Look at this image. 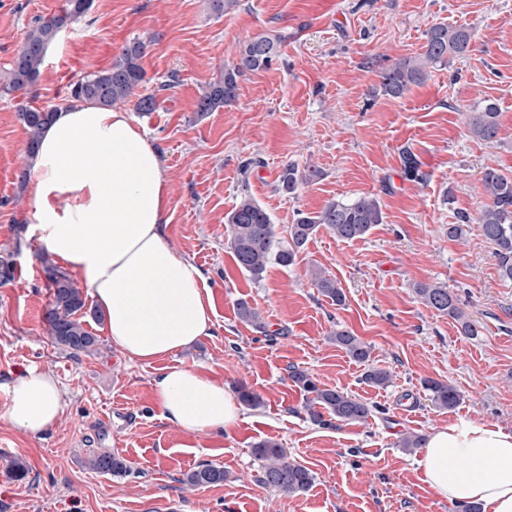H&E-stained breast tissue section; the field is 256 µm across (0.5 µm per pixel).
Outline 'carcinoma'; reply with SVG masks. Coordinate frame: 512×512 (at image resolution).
I'll return each mask as SVG.
<instances>
[{
  "mask_svg": "<svg viewBox=\"0 0 512 512\" xmlns=\"http://www.w3.org/2000/svg\"><path fill=\"white\" fill-rule=\"evenodd\" d=\"M91 4L92 0H67L62 13L34 22L14 55L9 80L3 87L5 93L34 89L48 47L63 28L84 16ZM471 41L472 33L468 27H450L446 24L433 26L426 33L422 54L399 60L380 72V91L393 98L405 95L411 87L425 79L428 69L446 66L452 59L466 55L470 51ZM145 51L146 45L140 40L125 45L109 67L90 72L74 82L69 98L112 107L135 96L137 111H155V95H136L137 89L145 81V72L141 66ZM275 57L276 45L271 38H250L237 60L225 67L224 76L209 84L200 96L196 112L203 116L231 103L237 96L238 78L247 72L269 67ZM56 109L55 105L38 107L21 103L17 106V120L27 134V156L31 157L35 153L41 133L53 120ZM469 128L471 134L478 139H495L499 131L496 105L486 100L473 105L469 111ZM402 162L408 180H423L424 173L412 152L404 151ZM298 181L297 170L291 165L285 167L279 176L282 189L288 193L295 191ZM481 184L486 202L479 210L476 223L492 248L502 280L512 282V176L488 169L483 173ZM383 220L382 205L374 196L361 195L346 201H332L313 215L301 216L290 226L289 240L284 242L267 211L255 199L246 195L227 216V246L238 268L258 280L273 264L283 267L293 264L297 254L321 227L327 228L339 240L352 241L368 235ZM42 261L50 289V299L42 314L47 336L53 344L73 357L93 353L98 349V338L85 328L84 317L90 315L100 321L102 315L93 308L86 309L83 291L66 272L50 264L46 255ZM311 278L323 296L338 305L344 302L342 289L335 279L326 276L318 268L311 270ZM416 293L426 307L457 321L463 335H478V329L465 317L456 297L445 285L420 284ZM237 311L241 321L259 329L264 328L260 313L247 301L238 302ZM333 341L356 362L364 363L370 358L368 345L347 330L336 331ZM290 378L307 394V407L318 418L321 414L315 411L317 407L347 424L365 422L372 415L373 406L369 403L336 389L319 387L304 370H291ZM425 389L430 393L433 405L440 410L452 409L460 401L459 391L450 383L428 380ZM253 453L261 462L260 481L266 487L283 495L294 496L307 491L312 485V472L298 461L290 459L280 443L264 441L253 449ZM86 464L95 472L114 476H123L129 472L123 458L103 449L90 450ZM225 479L223 467L199 464L186 474L185 482L193 487H203L222 484Z\"/></svg>",
  "mask_w": 512,
  "mask_h": 512,
  "instance_id": "carcinoma-1",
  "label": "carcinoma"
}]
</instances>
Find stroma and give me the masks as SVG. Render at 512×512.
<instances>
[{"mask_svg": "<svg viewBox=\"0 0 512 512\" xmlns=\"http://www.w3.org/2000/svg\"><path fill=\"white\" fill-rule=\"evenodd\" d=\"M65 0H0V87L35 18ZM437 24L472 27L471 50L430 69L404 96L379 94L380 72L424 51ZM276 40L269 68L238 80L224 109L198 115L197 101L250 38ZM143 40L140 94L155 111L120 104L158 147L169 177L167 235L201 272L214 304V330L187 350L151 363L130 361L101 323L92 356L70 357L41 321L48 302L44 247L29 223L27 135L16 119L22 93L0 91V250L14 253V277L0 284V385L18 372H51L67 392L53 431L33 438L0 418V512H458L425 481L403 435H429L466 419L512 429V284L498 274L476 223L448 235L460 215L476 216L490 168L512 175V0H92L87 14L49 46L35 105L62 104L82 75L109 67L122 48ZM488 100L499 110L496 139L474 138L467 111ZM414 152L426 182L405 179L402 153ZM317 177L294 193L278 188L287 165ZM270 215L280 237L302 213L358 195L376 196L383 224L346 242L319 229L293 265L270 266L253 280L225 240L227 214L243 196ZM342 288L336 304L321 295L310 265ZM438 282L457 295L477 336L421 303L418 284ZM247 300L265 323L239 320ZM339 329L371 348L351 360L331 341ZM179 363L229 390L245 387L259 405H241V421L223 434L168 425L151 388ZM323 388L374 405L367 422L313 421L290 368ZM371 368L390 372L386 387L365 384ZM453 383L461 400L435 408L427 380ZM272 440L314 474L312 487L285 496L263 485L252 453ZM120 455L131 471L98 474L91 449ZM202 462L223 466V484L192 488L183 475Z\"/></svg>", "mask_w": 512, "mask_h": 512, "instance_id": "35a3bbf8", "label": "stroma"}]
</instances>
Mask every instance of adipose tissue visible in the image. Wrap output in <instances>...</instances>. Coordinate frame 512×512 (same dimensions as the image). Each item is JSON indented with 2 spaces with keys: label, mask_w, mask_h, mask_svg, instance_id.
<instances>
[{
  "label": "adipose tissue",
  "mask_w": 512,
  "mask_h": 512,
  "mask_svg": "<svg viewBox=\"0 0 512 512\" xmlns=\"http://www.w3.org/2000/svg\"><path fill=\"white\" fill-rule=\"evenodd\" d=\"M33 229L46 252L78 273L102 313L109 341L151 363L210 335L211 293L166 236L167 170L160 151L127 113L73 101L60 107L29 160ZM161 417L187 432L221 433L240 411L219 382L188 365L151 382ZM0 417L39 438L56 426L65 394L36 367L5 385ZM417 464L432 491L462 508L512 512V431L462 420L435 429Z\"/></svg>",
  "instance_id": "adipose-tissue-1"
}]
</instances>
